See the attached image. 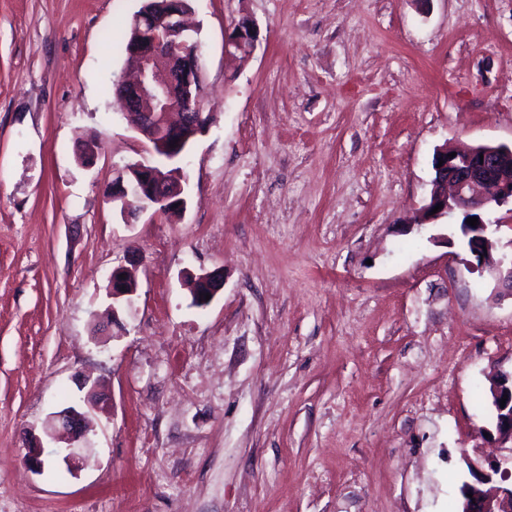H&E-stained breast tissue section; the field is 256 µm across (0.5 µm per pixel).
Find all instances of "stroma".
I'll list each match as a JSON object with an SVG mask.
<instances>
[{
	"label": "stroma",
	"instance_id": "obj_1",
	"mask_svg": "<svg viewBox=\"0 0 512 512\" xmlns=\"http://www.w3.org/2000/svg\"><path fill=\"white\" fill-rule=\"evenodd\" d=\"M143 3L0 0V512H458L512 299L460 225L416 222L437 148L512 142V0H192L188 206L126 224L103 189L145 150L113 44ZM244 17L257 46L226 57ZM83 376L71 468L45 427ZM124 263L112 268V272L109 277V295L112 297V316L116 319L114 301H123L127 307H132V296L137 290L136 283L130 277L126 264L135 265L139 263V259L135 255L124 256ZM125 274V279H121L120 275ZM122 287H125V291H122ZM224 287V272L221 269L204 271L194 277L192 303L195 306H207L216 294ZM210 294V299L205 300V294Z\"/></svg>",
	"mask_w": 512,
	"mask_h": 512
}]
</instances>
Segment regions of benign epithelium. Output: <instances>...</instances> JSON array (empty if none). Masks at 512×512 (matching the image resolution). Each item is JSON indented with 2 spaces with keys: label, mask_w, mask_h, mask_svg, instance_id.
<instances>
[{
  "label": "benign epithelium",
  "mask_w": 512,
  "mask_h": 512,
  "mask_svg": "<svg viewBox=\"0 0 512 512\" xmlns=\"http://www.w3.org/2000/svg\"><path fill=\"white\" fill-rule=\"evenodd\" d=\"M150 9L143 8L132 16L135 38L129 55L135 70L131 81L114 85L113 93L123 110L135 116L137 131L147 143L146 152L166 161L161 168L145 159L117 176L105 193L119 207L123 223L132 224L142 215L165 205L169 212L187 208L185 181L178 163L195 139L206 133L212 113L206 111V98L201 81L199 60L189 48L200 46L199 30L188 26L184 17L191 11L188 0H149ZM258 32L255 25L241 19L225 34V52L246 57L255 49ZM450 150L434 153V177L420 225L439 218H478L477 225L466 228L472 236L469 246L472 268H488L495 272L498 287L512 293V255L494 257L495 233L500 225L487 215L504 206H512V144H483L448 157ZM442 209L432 213L435 206ZM139 263L134 255L112 268L109 295L132 307L136 283L128 275L127 266ZM125 278H120V275ZM224 287V272L205 271L194 277L192 303L206 306L205 294L215 297ZM492 404L497 411L495 430L502 448L512 449V374L503 373L490 387ZM505 405H500L503 395ZM47 435L62 446L56 454L71 465L81 458V449L90 447L86 437L85 415L68 406L53 415ZM507 457L489 460L486 464L469 462L474 482L463 489L464 512H512V486L498 478Z\"/></svg>",
  "instance_id": "1"
}]
</instances>
